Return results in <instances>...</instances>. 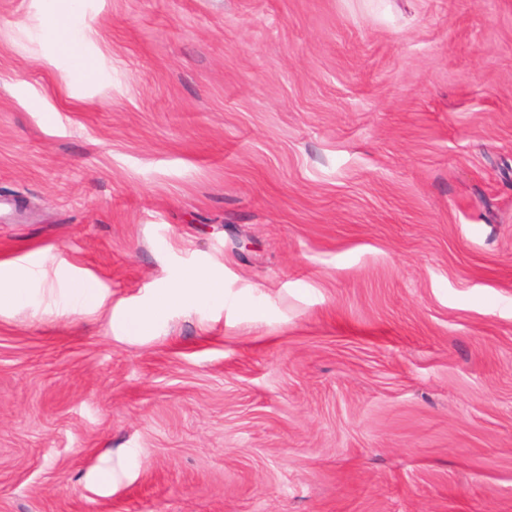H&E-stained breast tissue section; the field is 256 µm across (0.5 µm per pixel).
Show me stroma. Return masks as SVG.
Here are the masks:
<instances>
[{
    "label": "stroma",
    "instance_id": "stroma-1",
    "mask_svg": "<svg viewBox=\"0 0 512 512\" xmlns=\"http://www.w3.org/2000/svg\"><path fill=\"white\" fill-rule=\"evenodd\" d=\"M67 7L0 0V512H512V0ZM68 2V10L64 14H55L50 20V27L53 32L62 30L65 34L66 50L75 61L77 67L84 71V66L78 63L81 59V55L78 53V46L85 37L84 28L77 27L70 22V18L74 15L79 8L80 1L70 0ZM37 276L31 268H0V308L25 306L35 295ZM225 300L224 288L217 273L192 269L184 274L178 285L157 289L150 307L126 310L118 326L124 335L142 336L160 311L171 305L187 301H196L198 304H224ZM57 281L63 285L61 291L67 305L84 310L98 308L103 298L93 283L86 279L69 278L63 273L56 274Z\"/></svg>",
    "mask_w": 512,
    "mask_h": 512
}]
</instances>
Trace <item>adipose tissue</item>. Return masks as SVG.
<instances>
[{
    "instance_id": "obj_1",
    "label": "adipose tissue",
    "mask_w": 512,
    "mask_h": 512,
    "mask_svg": "<svg viewBox=\"0 0 512 512\" xmlns=\"http://www.w3.org/2000/svg\"><path fill=\"white\" fill-rule=\"evenodd\" d=\"M36 283L37 276L32 269L0 268V308L30 304L35 295ZM187 301L200 304L224 303V288L219 275L201 269L186 272L178 285L157 289L150 307L126 310L119 327L127 336L144 335L161 310Z\"/></svg>"
}]
</instances>
